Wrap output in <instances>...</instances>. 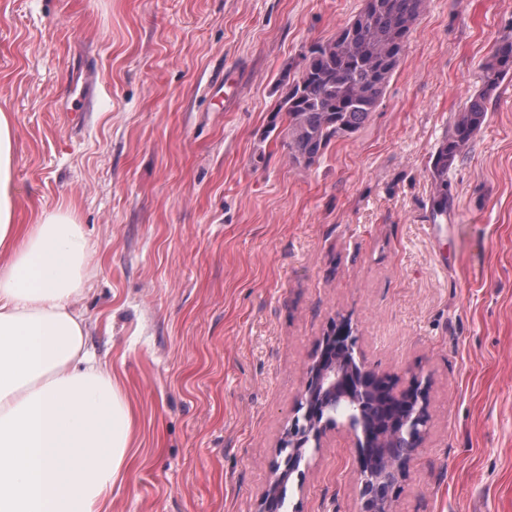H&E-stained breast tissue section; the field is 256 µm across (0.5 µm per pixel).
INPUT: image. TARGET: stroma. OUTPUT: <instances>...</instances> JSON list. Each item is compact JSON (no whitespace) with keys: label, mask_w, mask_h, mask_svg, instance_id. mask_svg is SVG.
Listing matches in <instances>:
<instances>
[{"label":"stroma","mask_w":512,"mask_h":512,"mask_svg":"<svg viewBox=\"0 0 512 512\" xmlns=\"http://www.w3.org/2000/svg\"><path fill=\"white\" fill-rule=\"evenodd\" d=\"M362 0H0L17 221L72 207L77 308L136 429L110 512H259L333 325L429 424L393 512H512V79L448 173L431 157L512 0H429L376 112L309 169L268 130L282 76ZM337 418L288 512H363Z\"/></svg>","instance_id":"stroma-1"}]
</instances>
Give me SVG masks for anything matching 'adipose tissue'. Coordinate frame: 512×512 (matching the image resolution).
Instances as JSON below:
<instances>
[{
	"label": "adipose tissue",
	"mask_w": 512,
	"mask_h": 512,
	"mask_svg": "<svg viewBox=\"0 0 512 512\" xmlns=\"http://www.w3.org/2000/svg\"><path fill=\"white\" fill-rule=\"evenodd\" d=\"M14 161L0 111V512H108L135 418L76 308L88 240L69 208L16 224Z\"/></svg>",
	"instance_id": "obj_1"
}]
</instances>
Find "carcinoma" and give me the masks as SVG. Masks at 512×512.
Segmentation results:
<instances>
[{
  "mask_svg": "<svg viewBox=\"0 0 512 512\" xmlns=\"http://www.w3.org/2000/svg\"><path fill=\"white\" fill-rule=\"evenodd\" d=\"M427 0H363L335 36L306 48L303 65L285 73L271 130L281 131L293 165L309 169L332 142L354 136L379 107L404 55ZM482 85L458 113L451 134L437 147L431 173L438 182L431 201L433 221L448 216V171L462 158L485 124L489 104L512 77V34L497 39L482 64Z\"/></svg>",
  "mask_w": 512,
  "mask_h": 512,
  "instance_id": "1",
  "label": "carcinoma"
}]
</instances>
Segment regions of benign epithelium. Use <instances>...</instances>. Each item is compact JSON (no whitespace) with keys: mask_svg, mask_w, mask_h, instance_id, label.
I'll list each match as a JSON object with an SVG mask.
<instances>
[{"mask_svg":"<svg viewBox=\"0 0 512 512\" xmlns=\"http://www.w3.org/2000/svg\"><path fill=\"white\" fill-rule=\"evenodd\" d=\"M355 339L343 325L333 327L323 339L317 359L307 371V382L302 393L300 408L304 409L301 421H293L286 432L282 447L288 455L274 464V479L262 498L260 512H278L279 499L284 485L299 470L303 455L301 448L312 440L320 445L326 429L334 422L323 414L325 401L332 403L346 400L361 406L366 398L381 395L391 405L403 409L387 422L385 430L378 434L379 447L402 435H407L413 446L422 444L429 417L426 406V389L415 378L405 388H398L383 374L368 368L355 358ZM369 431L362 430L356 439L358 465L363 485L370 487L390 476L394 479L403 474L404 468L391 467L388 459L378 460L371 454Z\"/></svg>","mask_w":512,"mask_h":512,"instance_id":"benign-epithelium-1","label":"benign epithelium"}]
</instances>
